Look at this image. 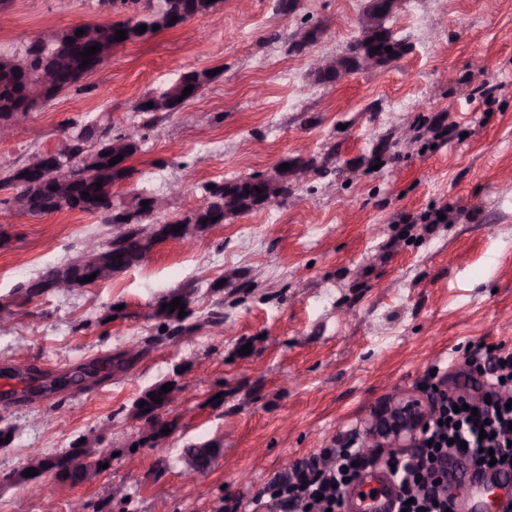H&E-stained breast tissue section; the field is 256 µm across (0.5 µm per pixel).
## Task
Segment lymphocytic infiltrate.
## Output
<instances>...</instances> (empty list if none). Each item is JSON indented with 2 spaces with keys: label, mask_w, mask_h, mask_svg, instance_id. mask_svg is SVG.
<instances>
[{
  "label": "lymphocytic infiltrate",
  "mask_w": 512,
  "mask_h": 512,
  "mask_svg": "<svg viewBox=\"0 0 512 512\" xmlns=\"http://www.w3.org/2000/svg\"><path fill=\"white\" fill-rule=\"evenodd\" d=\"M472 393L442 390L412 453L362 450L356 432L298 461L248 503L250 512H344V492L363 472H392L407 512H452L448 463L465 456L480 467L512 470V349L480 342L465 355Z\"/></svg>",
  "instance_id": "obj_1"
}]
</instances>
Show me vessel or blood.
I'll use <instances>...</instances> for the list:
<instances>
[{"instance_id": "b4317fda", "label": "vessel or blood", "mask_w": 512, "mask_h": 512, "mask_svg": "<svg viewBox=\"0 0 512 512\" xmlns=\"http://www.w3.org/2000/svg\"><path fill=\"white\" fill-rule=\"evenodd\" d=\"M448 487L453 495L454 512H488L497 505L499 512H512V473L498 472L489 477L487 470L466 463L462 470L449 474ZM394 486L389 477L361 475L351 489L347 512H391Z\"/></svg>"}]
</instances>
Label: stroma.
Returning a JSON list of instances; mask_svg holds the SVG:
<instances>
[{
  "label": "stroma",
  "mask_w": 512,
  "mask_h": 512,
  "mask_svg": "<svg viewBox=\"0 0 512 512\" xmlns=\"http://www.w3.org/2000/svg\"><path fill=\"white\" fill-rule=\"evenodd\" d=\"M367 4L300 0L283 15L276 0H221L191 21V35L128 44L31 112L29 138L0 131V162L20 164L57 148L72 121L104 113L116 134L145 125L138 99L212 70L195 98L147 127L116 203L177 183L166 215L181 217L204 203L208 183L266 175L285 158L315 166L289 181L277 210L229 216L110 281L30 300L19 284L88 240L107 242L111 229L79 212L35 218L0 204V303L26 313L0 334V428L12 429L0 447V512H42L6 474L95 435L111 464L96 483L61 486L55 512L76 500L85 512H226L347 430L363 431L380 401L424 390L431 366L445 387L462 388L468 342L512 348V0H402L388 22L405 44L398 59L316 82L311 63L346 52ZM108 19L97 0H7L0 54ZM302 28L316 39L292 50ZM443 112L468 135L436 149ZM445 202L457 208L450 223L397 222ZM184 287L189 315L174 335L154 309ZM214 311L223 324L210 322ZM135 341L146 354L98 383L48 395L19 376L34 367L50 379ZM166 380L185 391L165 414L173 431L151 448L129 409ZM202 445L209 464L187 479L180 458Z\"/></svg>",
  "instance_id": "obj_1"
}]
</instances>
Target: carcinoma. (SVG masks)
Masks as SVG:
<instances>
[{"instance_id": "obj_1", "label": "carcinoma", "mask_w": 512, "mask_h": 512, "mask_svg": "<svg viewBox=\"0 0 512 512\" xmlns=\"http://www.w3.org/2000/svg\"><path fill=\"white\" fill-rule=\"evenodd\" d=\"M139 4L135 9L136 18H128L123 21H111L103 24H92L94 40L75 45L70 42L69 29H63L51 33L46 39H35L29 42L21 51L22 55L36 57L37 52L45 45L55 50L54 66L58 73V81L46 86L37 77L35 68L21 71L14 64V55H0V115L19 106H26L33 111L43 103L54 98L59 92L69 89L83 78L81 63L83 58L80 53L87 47L97 45L100 52L112 53V47L116 45L114 36L116 31H126L127 43H134L145 37H151L156 31L170 30L174 28L171 18L184 16H203L214 11L220 0H134ZM365 13L374 18V24L369 28H361V37L348 49L354 53L365 49L371 53V48L380 47L377 54L392 61L401 53V43L395 39L392 30L385 26L386 18L383 0H369ZM146 26V31L138 32L140 26ZM158 30H153V27ZM392 48V52H386V48ZM341 66L351 74L363 69L361 65H349V58L340 61L334 59H317L313 63L311 72L315 79L324 84L336 82V66ZM184 88L175 82L168 88L148 94L138 100L134 111L151 116V119L163 115L168 116L178 111L183 102L197 95L198 87H193L188 95H182ZM153 103V107H146L147 103ZM112 135V125L104 118L87 121L73 126L72 130V156L68 164L56 167L48 161H33L31 159L15 166H0V191L11 192V197L6 203L13 204V199L22 198L23 205L15 209V212L23 215L39 217L58 212L79 211L89 214H97L106 224H114L117 215L110 211L112 201V189L119 183L127 180L132 174V168L125 166L113 169L109 166L110 157L106 152L110 149L108 136ZM91 152L97 158L93 167L84 166L82 157ZM102 183L97 187L96 183ZM262 184L252 177H239L236 179L213 183L205 188L206 200L202 205V211L197 220L199 224H212L218 226L224 223V214L247 212L256 207L255 199L259 196L256 188ZM87 192L90 197H82ZM160 212L150 207H140L134 213L133 219L127 222V233L121 246L116 247L112 241L99 245L100 251L96 255L99 260H105L110 266V275H117L144 260L141 251L140 240L142 234L154 229L158 222ZM57 268L49 267L36 278L19 286L26 299L41 296L49 292L48 283L54 277ZM192 292L187 289H177L162 296L156 303L155 315L172 323H181L179 310H170L168 304L179 298L181 304H190ZM167 308H162V305ZM125 364L122 354L111 356L103 361H93L89 367L95 372L102 373L101 379L112 376V368L120 369ZM165 382L155 385V389L146 390L135 400L130 412L134 419L145 418L159 424V429L174 428V422L162 419L164 405L151 399V393L156 397L164 398L166 392L162 391ZM145 405H140V402ZM80 436L69 444V449L53 457L42 458L43 467L37 470V474L30 480L39 482L46 474L55 470L69 474L72 483L78 484L83 480V470L70 469L73 463L72 449L83 442Z\"/></svg>"}]
</instances>
